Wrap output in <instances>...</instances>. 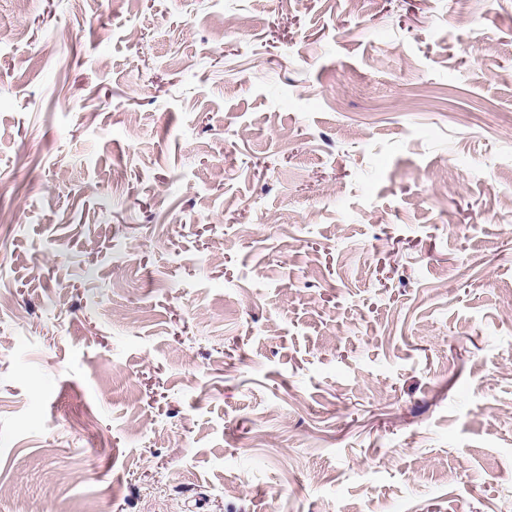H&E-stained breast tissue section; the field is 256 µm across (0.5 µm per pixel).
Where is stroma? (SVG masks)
Here are the masks:
<instances>
[{"mask_svg": "<svg viewBox=\"0 0 512 512\" xmlns=\"http://www.w3.org/2000/svg\"><path fill=\"white\" fill-rule=\"evenodd\" d=\"M0 512H512V0H0Z\"/></svg>", "mask_w": 512, "mask_h": 512, "instance_id": "35a3bbf8", "label": "stroma"}]
</instances>
